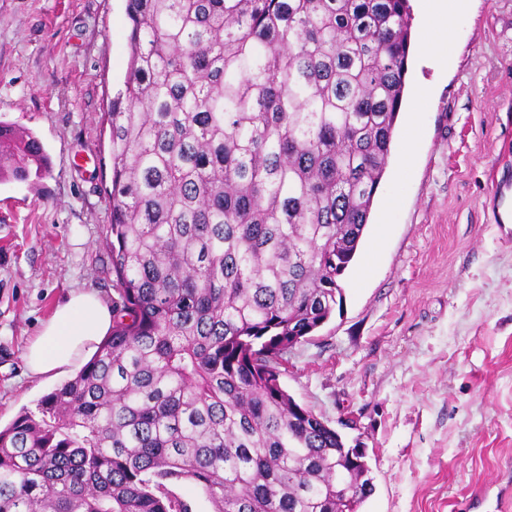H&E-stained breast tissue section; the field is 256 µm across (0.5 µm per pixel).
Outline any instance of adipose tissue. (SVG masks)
<instances>
[{"label": "adipose tissue", "mask_w": 512, "mask_h": 512, "mask_svg": "<svg viewBox=\"0 0 512 512\" xmlns=\"http://www.w3.org/2000/svg\"><path fill=\"white\" fill-rule=\"evenodd\" d=\"M112 330V311L92 291H75L23 353L32 375L59 376L92 356Z\"/></svg>", "instance_id": "obj_1"}]
</instances>
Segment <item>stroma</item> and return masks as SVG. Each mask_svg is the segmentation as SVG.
<instances>
[{"label": "stroma", "mask_w": 512, "mask_h": 512, "mask_svg": "<svg viewBox=\"0 0 512 512\" xmlns=\"http://www.w3.org/2000/svg\"><path fill=\"white\" fill-rule=\"evenodd\" d=\"M125 0H0V122L44 144L45 179L0 182V426L60 379L22 354L71 292L115 298L105 112L128 64ZM406 98L345 301L290 355L294 400L365 448L361 512H512V223L491 183L512 161V0H469ZM417 124L413 162L403 136ZM394 209H387V200Z\"/></svg>", "instance_id": "35a3bbf8"}]
</instances>
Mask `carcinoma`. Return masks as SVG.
<instances>
[{"mask_svg":"<svg viewBox=\"0 0 512 512\" xmlns=\"http://www.w3.org/2000/svg\"><path fill=\"white\" fill-rule=\"evenodd\" d=\"M108 106L112 333L0 429V512H348L366 455L298 404L388 165L410 0H126ZM17 131L0 178L48 172ZM177 492L191 503L193 512H212V506L200 487L183 483L177 488Z\"/></svg>","mask_w":512,"mask_h":512,"instance_id":"cac0c4a2","label":"carcinoma"}]
</instances>
